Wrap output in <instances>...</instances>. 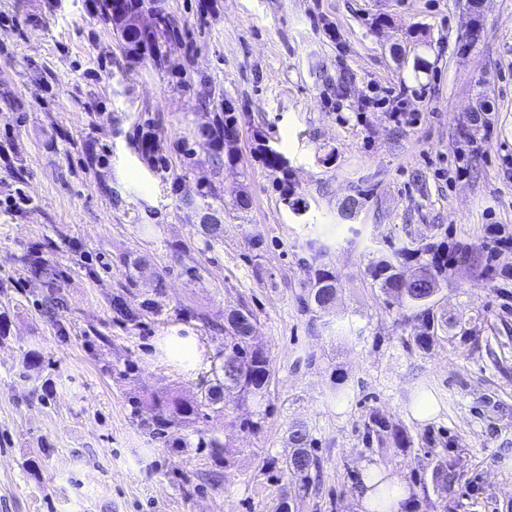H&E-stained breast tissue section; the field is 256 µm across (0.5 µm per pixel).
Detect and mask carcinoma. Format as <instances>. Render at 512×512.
I'll return each instance as SVG.
<instances>
[{
    "mask_svg": "<svg viewBox=\"0 0 512 512\" xmlns=\"http://www.w3.org/2000/svg\"><path fill=\"white\" fill-rule=\"evenodd\" d=\"M145 0H123L119 5H112V0H99V7L107 17H112V10L121 9L129 16L144 7ZM128 50L139 55L144 50L156 52L161 49L160 40L170 33L165 26L155 32L143 33L132 28L122 30ZM236 129L235 117L228 114L218 117L210 135L217 141L224 140V134ZM477 263L479 255L469 250L456 254L448 250V243L419 244L394 248L374 262L368 270L371 284L381 289L382 293L408 308L412 316L421 323L423 331L414 337L416 347L425 350L439 340L451 341L453 337L443 335L447 326L434 307L438 303L436 295L448 282V265L451 262ZM412 264L425 272L429 286L420 288L404 280L403 267ZM29 266L33 273L41 278L46 286L51 287L57 277L54 266L44 259L31 258ZM340 281L336 274L325 268H317L310 278L309 288L304 298V307L310 311L324 309L325 303L336 297ZM256 318L246 307L235 309L224 315V362L215 369L213 383L207 386L204 395L198 401L184 402L175 398L159 401L156 418L158 427H167L175 421L189 422L201 414V408L214 406L226 400V394L232 392L238 398L263 404L271 376V364L265 352L255 343ZM368 433L378 438L390 436L396 448H408L409 436L399 430L392 431L388 423L375 415L365 423ZM291 440L294 447L292 455L286 462V470L294 477L308 478L309 474L320 468L319 461L310 452V432L303 423L292 426ZM433 474L437 485L444 492H449L457 477L453 463L442 459L436 464Z\"/></svg>",
    "mask_w": 512,
    "mask_h": 512,
    "instance_id": "1",
    "label": "carcinoma"
}]
</instances>
